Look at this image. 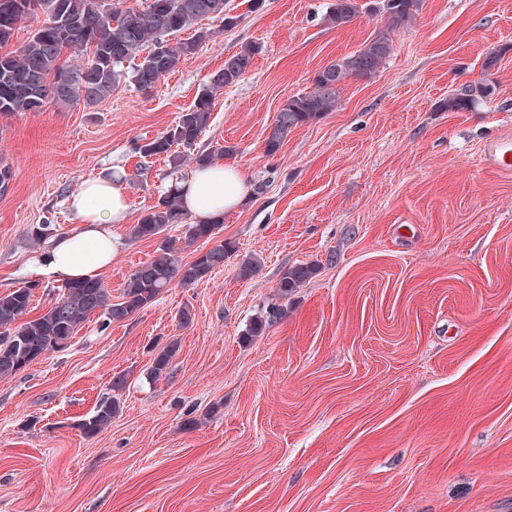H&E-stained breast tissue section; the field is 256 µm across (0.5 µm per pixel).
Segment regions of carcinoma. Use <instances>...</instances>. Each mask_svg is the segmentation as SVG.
<instances>
[{"instance_id": "obj_1", "label": "carcinoma", "mask_w": 512, "mask_h": 512, "mask_svg": "<svg viewBox=\"0 0 512 512\" xmlns=\"http://www.w3.org/2000/svg\"><path fill=\"white\" fill-rule=\"evenodd\" d=\"M221 0H149L143 9L120 8V0H0V48L7 45L16 27L24 20L43 15L41 25L31 38L16 49L0 53V115L38 112L47 102L95 104L110 95L119 71L117 67L136 57L140 63L132 80L142 90L153 88L159 79L172 72L198 45L210 39L212 32L198 27L200 21L220 17L216 7ZM421 7V0H380L379 12L384 24L356 51L336 59L318 70L313 90L289 98L279 110L265 139V152L275 155L288 133L320 119L333 111L339 102V89L348 77L370 80L390 55L393 36L406 29ZM356 0H334L326 16L336 27L356 16ZM194 29L192 38L169 43L168 36ZM258 48L246 44L224 58V66L211 79V86L197 103L181 113L166 132L138 146L146 157L165 156L174 163L194 160L202 165L230 155L233 149L222 144L212 146L206 154H178L176 149L192 148L209 124L212 98L218 90L238 82L248 70ZM62 85L55 96H47L49 83ZM494 93L483 80L467 84L448 95L439 109L466 112L477 107ZM223 223L187 222L177 190L170 189L144 211L132 226L134 240L156 239L173 227H184V242L209 241ZM230 245L220 240L209 249L183 261L176 242L163 239L158 255L141 263L127 280L121 299L112 295L102 279L67 281L59 296L43 313L22 321L28 312L36 285L0 293V377L14 376L45 356L66 350L75 332L91 316L103 318L101 326L124 321L151 304L177 280L192 285L215 269L224 266ZM315 263L289 267L277 284V293L288 297L303 287L317 273ZM277 310L252 320L246 329L250 338L261 336L276 319ZM177 351L172 342L156 353L151 375L159 379L167 371ZM119 408L112 397L102 400L94 411L78 421L86 436L98 434L111 423Z\"/></svg>"}]
</instances>
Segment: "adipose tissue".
Masks as SVG:
<instances>
[{
  "label": "adipose tissue",
  "mask_w": 512,
  "mask_h": 512,
  "mask_svg": "<svg viewBox=\"0 0 512 512\" xmlns=\"http://www.w3.org/2000/svg\"><path fill=\"white\" fill-rule=\"evenodd\" d=\"M122 180L116 172L82 182L69 199L76 219L74 226L48 249L33 256L28 271L46 279L98 278L125 246L124 239L112 231L113 225L128 219ZM177 187L186 210L200 224L238 209L251 192L245 171L234 163L195 169Z\"/></svg>",
  "instance_id": "adipose-tissue-1"
}]
</instances>
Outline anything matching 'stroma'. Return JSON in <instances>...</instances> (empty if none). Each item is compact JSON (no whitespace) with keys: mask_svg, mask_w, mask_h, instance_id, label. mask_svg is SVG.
I'll list each match as a JSON object with an SVG mask.
<instances>
[{"mask_svg":"<svg viewBox=\"0 0 512 512\" xmlns=\"http://www.w3.org/2000/svg\"><path fill=\"white\" fill-rule=\"evenodd\" d=\"M331 2L226 0L236 26L203 20L212 38L151 92L126 62L96 104L0 116L13 172L0 293L32 280L31 228L67 233L69 195L119 168L126 247L102 274L117 298L158 247L131 225L192 169L161 156L138 176L136 145L194 106L225 56L260 47L195 145L233 146L256 188L219 228L233 252L124 321L91 316L66 351L0 379V512H512V173L484 162L490 140L512 136V0H422L375 77L345 80L335 111L266 156L283 103L383 24L375 0H357L351 22L330 25ZM484 77L490 100L439 111ZM248 258L261 267L243 279ZM300 263L316 277L279 299ZM275 303L281 316L245 339ZM119 376L118 413L85 436L78 421Z\"/></svg>","mask_w":512,"mask_h":512,"instance_id":"1","label":"stroma"}]
</instances>
